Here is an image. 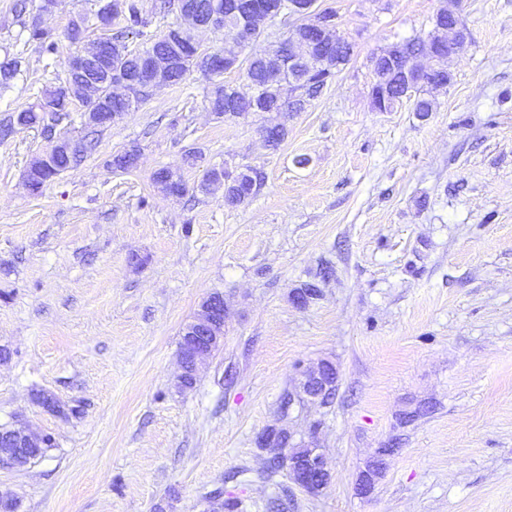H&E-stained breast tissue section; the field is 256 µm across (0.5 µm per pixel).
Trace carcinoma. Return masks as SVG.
<instances>
[{
	"mask_svg": "<svg viewBox=\"0 0 512 512\" xmlns=\"http://www.w3.org/2000/svg\"><path fill=\"white\" fill-rule=\"evenodd\" d=\"M58 5V0H41L34 6L29 0H17L14 10L21 17L23 28L29 32L31 41L38 44L41 52L56 53V42L52 34L42 28L39 21L40 13L51 10ZM256 9V0H224V17L220 26L234 29L239 21L248 18ZM176 13L174 0H154L151 9H146L143 0H107L94 13L95 27L106 31L105 36L93 42L87 49V57L98 59L94 68L69 65L64 77L59 79L55 88L44 89L36 102L18 110L7 120L0 135L3 137L12 133L17 127V120L23 119L25 127L42 126L46 139L54 135V126L45 123V114H50L54 122L59 123L71 119L75 107L83 112H105L107 119H112L114 112H130L137 108L148 96V91L135 94L132 100L119 102L112 91V80L133 79L142 68L152 64L155 52L175 53L176 64L167 76L169 84L180 83L188 72L198 69L208 80L205 101L208 109L217 117L236 118L249 112L264 110L277 112L282 106L280 85L269 77V60L262 53H249L247 46L234 44L230 53L238 58L237 66H245V75L251 93L243 95L237 87L227 84L221 79V74L207 66L201 58L202 51L196 42L193 32L182 27L181 23H171L164 36L167 40L148 37L147 28L151 17L155 15L169 16ZM90 28L89 19L82 16L70 22L68 37L80 42L85 32ZM131 37L145 40V45L139 50H131L127 40ZM326 48L315 45L310 57L307 70H297L293 67L284 68L281 80L293 78L299 82L301 101L307 102L319 96L332 79L333 73L321 67L325 59ZM21 73V61L13 56H6L0 61V88L9 86L10 82ZM80 159L79 154H67L62 150L52 149L43 155L35 157L26 171V182L32 194L37 195L58 175L69 169ZM138 159L137 150L132 149L112 158V166L116 170L127 171L133 168ZM152 180L163 190L173 196L186 193V185L182 177L166 168H160L153 173ZM264 183L262 172L256 169L240 171L228 180L225 171L212 170L201 184L205 192L224 189V202L231 206L247 203ZM271 448L276 450L268 471L275 474L288 467V461L306 456L307 448H292L288 435L275 436Z\"/></svg>",
	"mask_w": 512,
	"mask_h": 512,
	"instance_id": "1",
	"label": "carcinoma"
}]
</instances>
